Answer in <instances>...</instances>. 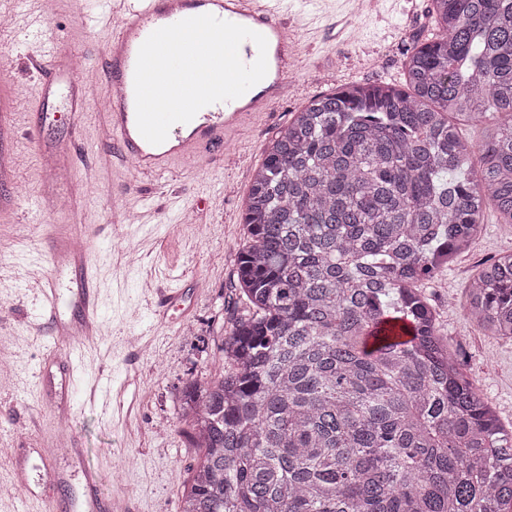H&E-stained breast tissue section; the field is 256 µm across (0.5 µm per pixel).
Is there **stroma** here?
I'll use <instances>...</instances> for the list:
<instances>
[{"instance_id": "stroma-1", "label": "stroma", "mask_w": 512, "mask_h": 512, "mask_svg": "<svg viewBox=\"0 0 512 512\" xmlns=\"http://www.w3.org/2000/svg\"><path fill=\"white\" fill-rule=\"evenodd\" d=\"M429 0H380L373 13L350 17L334 37L319 0H304L294 30L298 41L288 89L271 110L223 143L197 151L163 176L142 175L117 163L106 135L107 89L102 69L113 20L91 21L83 0H55L51 22L65 42L88 59L84 79L90 104L83 122L84 152L64 189L70 208L36 212L28 200L41 188L43 171L18 129L21 195L0 215V353L10 359L0 372V474L9 473L17 449H30L31 477L40 471L39 449L53 448L70 478L57 494L79 491L84 469L100 475V493L117 498L123 512H178L183 482L197 460L178 419L177 388L190 374L217 369L212 353L230 330L237 297L236 258L247 239L242 222L254 169L264 148L312 97L352 82H403L410 44L433 32ZM31 43L12 45L5 84L17 108L27 111L38 77L28 65ZM193 207V223L182 222ZM52 224L95 227L100 259L96 277L104 304L87 349L93 368L77 375L69 390V417L38 397L40 368L49 358L47 338L33 328L37 307L34 277L63 285L61 312L70 314L69 273L53 265L45 235ZM512 251V224L487 211L486 230L426 285L440 312L439 334L458 350L463 371L483 389L503 421H512V341L484 335L461 305L478 261ZM203 281L189 313L171 310L166 325L153 313L157 291Z\"/></svg>"}]
</instances>
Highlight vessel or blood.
Returning a JSON list of instances; mask_svg holds the SVG:
<instances>
[{
	"mask_svg": "<svg viewBox=\"0 0 512 512\" xmlns=\"http://www.w3.org/2000/svg\"><path fill=\"white\" fill-rule=\"evenodd\" d=\"M112 14L118 23L106 49L108 130L119 144V156L138 173L148 175L168 170L195 150L237 131L247 119L269 111L285 92L289 57L294 48L288 0H117ZM203 14L262 34L267 40V74L240 98L203 107L190 122L174 124L163 143L150 144L140 134L136 121L134 74L139 49L155 30ZM29 35L34 36L38 45V54L31 62L41 78L40 92L30 111L38 113L52 100L69 113L72 121V133L58 158L44 162L45 170L59 181L70 176V161L79 148L86 104L80 67L76 52L66 45L46 12L30 15L24 27L12 31L11 39L17 42ZM48 244L51 257L69 250L74 253L71 281L78 289L79 316L71 322L62 319L59 283L48 276L39 279L34 289L38 306L36 326L47 335V347L56 364L71 370L83 365L82 337L99 316L100 297L91 274V258L97 244L87 228L73 224L56 225L49 234ZM84 481L88 512H112V502L102 500L97 493V474L85 472Z\"/></svg>",
	"mask_w": 512,
	"mask_h": 512,
	"instance_id": "1",
	"label": "vessel or blood"
}]
</instances>
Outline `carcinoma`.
<instances>
[{"mask_svg": "<svg viewBox=\"0 0 512 512\" xmlns=\"http://www.w3.org/2000/svg\"><path fill=\"white\" fill-rule=\"evenodd\" d=\"M406 84L313 97L263 152L223 369L185 382L179 512H512V427L438 334L426 281L512 223V0H430ZM496 123L475 143L463 122ZM470 320L512 341V252ZM412 338L402 340V334Z\"/></svg>", "mask_w": 512, "mask_h": 512, "instance_id": "1", "label": "carcinoma"}]
</instances>
